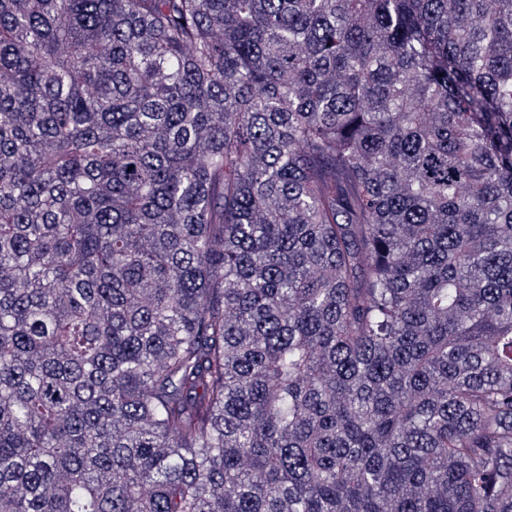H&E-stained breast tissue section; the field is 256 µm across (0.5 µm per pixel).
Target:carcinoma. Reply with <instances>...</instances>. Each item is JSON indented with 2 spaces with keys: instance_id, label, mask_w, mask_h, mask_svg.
Segmentation results:
<instances>
[{
  "instance_id": "cac0c4a2",
  "label": "carcinoma",
  "mask_w": 512,
  "mask_h": 512,
  "mask_svg": "<svg viewBox=\"0 0 512 512\" xmlns=\"http://www.w3.org/2000/svg\"><path fill=\"white\" fill-rule=\"evenodd\" d=\"M0 512H512V0H0Z\"/></svg>"
}]
</instances>
